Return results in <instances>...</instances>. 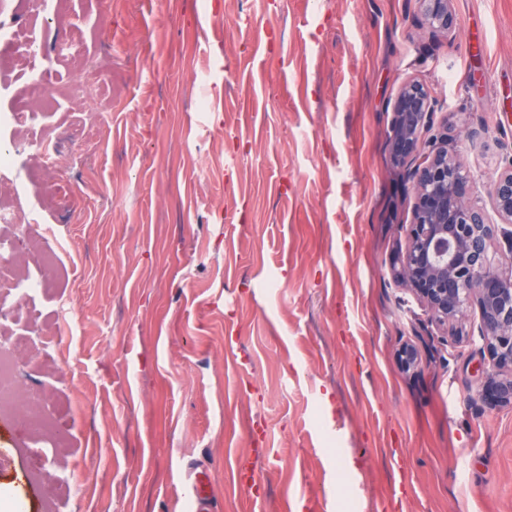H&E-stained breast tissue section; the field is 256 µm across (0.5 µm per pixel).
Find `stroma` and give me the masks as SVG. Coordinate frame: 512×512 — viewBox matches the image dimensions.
<instances>
[{"label":"stroma","instance_id":"obj_1","mask_svg":"<svg viewBox=\"0 0 512 512\" xmlns=\"http://www.w3.org/2000/svg\"><path fill=\"white\" fill-rule=\"evenodd\" d=\"M452 9L448 39L420 33L416 0H20L0 20V42L83 38L113 84L77 103L59 66L22 133L27 77L0 66V184L15 213L45 201L0 226V254L47 280L0 351L27 337L17 379L51 407L41 435L0 407L1 506L185 512L203 469L216 512H512V408L473 397L480 341L454 344L389 271L411 218L384 139L405 80L486 127L462 148L478 185L512 158V0ZM77 111L95 143L35 178ZM51 103V99L44 95H24L13 114L14 122L19 127L30 128L42 113L50 109Z\"/></svg>","mask_w":512,"mask_h":512}]
</instances>
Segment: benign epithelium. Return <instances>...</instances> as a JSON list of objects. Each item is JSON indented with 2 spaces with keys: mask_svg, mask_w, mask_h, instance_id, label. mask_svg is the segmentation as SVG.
Segmentation results:
<instances>
[{
  "mask_svg": "<svg viewBox=\"0 0 512 512\" xmlns=\"http://www.w3.org/2000/svg\"><path fill=\"white\" fill-rule=\"evenodd\" d=\"M416 26L448 36L456 18L451 0H416ZM385 146L395 173L412 183L405 245L390 265L394 282L424 307L430 321L458 343L479 336L489 368L475 398L512 407V159L487 184L489 205L476 200V182L464 168L458 143L464 129L439 118L430 90L410 80L386 105ZM477 311L476 327L468 326ZM402 369L421 370L418 348L402 345Z\"/></svg>",
  "mask_w": 512,
  "mask_h": 512,
  "instance_id": "1",
  "label": "benign epithelium"
}]
</instances>
